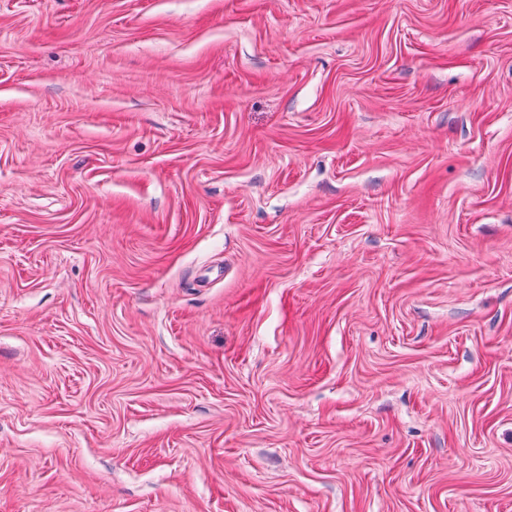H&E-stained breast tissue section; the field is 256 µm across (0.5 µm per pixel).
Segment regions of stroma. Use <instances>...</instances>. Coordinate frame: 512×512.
Segmentation results:
<instances>
[{
  "label": "stroma",
  "instance_id": "obj_1",
  "mask_svg": "<svg viewBox=\"0 0 512 512\" xmlns=\"http://www.w3.org/2000/svg\"><path fill=\"white\" fill-rule=\"evenodd\" d=\"M0 512H512V0H0Z\"/></svg>",
  "mask_w": 512,
  "mask_h": 512
}]
</instances>
